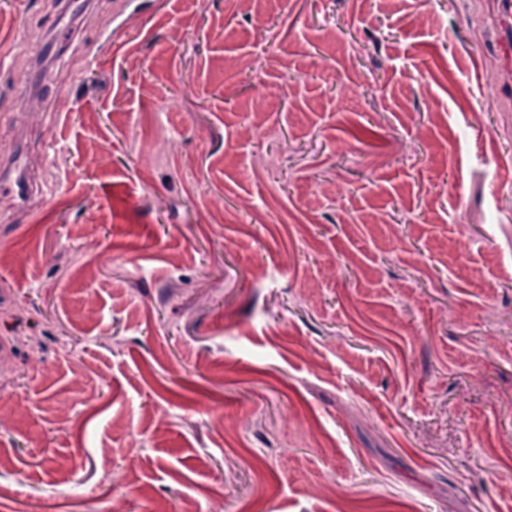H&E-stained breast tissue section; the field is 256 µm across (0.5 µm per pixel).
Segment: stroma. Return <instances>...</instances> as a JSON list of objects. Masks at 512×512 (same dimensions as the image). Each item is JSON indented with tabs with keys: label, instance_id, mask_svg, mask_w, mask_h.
Segmentation results:
<instances>
[{
	"label": "stroma",
	"instance_id": "obj_1",
	"mask_svg": "<svg viewBox=\"0 0 512 512\" xmlns=\"http://www.w3.org/2000/svg\"><path fill=\"white\" fill-rule=\"evenodd\" d=\"M68 3L0 0V512H512L490 0Z\"/></svg>",
	"mask_w": 512,
	"mask_h": 512
}]
</instances>
